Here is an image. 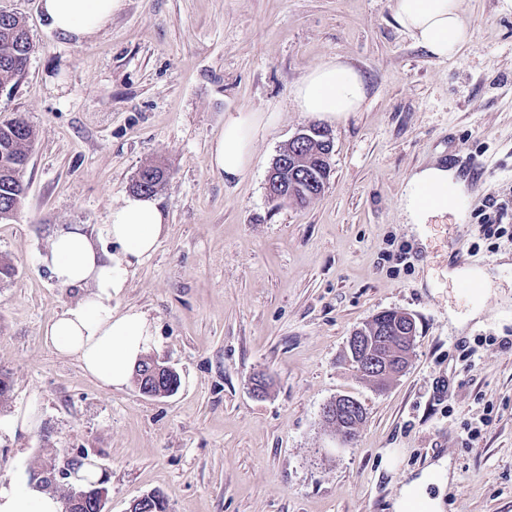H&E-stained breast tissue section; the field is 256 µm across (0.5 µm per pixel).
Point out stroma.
I'll return each instance as SVG.
<instances>
[{
	"label": "stroma",
	"instance_id": "stroma-1",
	"mask_svg": "<svg viewBox=\"0 0 512 512\" xmlns=\"http://www.w3.org/2000/svg\"><path fill=\"white\" fill-rule=\"evenodd\" d=\"M39 0H0L36 46L0 89V120L33 131L23 205L0 220V420L36 410L33 431L0 433V479L61 452L91 450L108 512L161 493L168 512H394L403 487L440 459L441 512H512V13L465 0L472 41L439 62L395 19V0H125L81 43L49 35ZM338 59L364 77L361 111L330 123L331 173L307 205L272 203L280 148L312 123L291 92ZM274 112L240 184L209 162L224 115ZM439 160L471 193L424 233L403 223L406 177ZM160 164L169 229L113 298L158 328L150 354L180 377L170 396L103 387L46 342L79 301L42 262L57 230L95 233L138 170ZM498 234L476 232L489 200ZM494 272L465 328L448 244ZM416 322L408 367L383 391L344 361L377 313ZM263 375L264 395L253 390ZM346 395L366 419L341 444L321 411Z\"/></svg>",
	"mask_w": 512,
	"mask_h": 512
}]
</instances>
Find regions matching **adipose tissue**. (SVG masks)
<instances>
[{"label": "adipose tissue", "mask_w": 512, "mask_h": 512, "mask_svg": "<svg viewBox=\"0 0 512 512\" xmlns=\"http://www.w3.org/2000/svg\"><path fill=\"white\" fill-rule=\"evenodd\" d=\"M49 31L74 41L100 30L124 7V0H40ZM395 18L415 42L437 61L454 57L472 38L463 0H396ZM367 97L359 71L340 60L314 68L295 86L292 101L306 116L326 121L359 111ZM276 113L240 109L224 115V130L211 145L212 168L230 182L250 173L257 142L274 126ZM467 180L458 168L431 163L411 172L400 198L405 223L424 228L433 219L466 218L460 205ZM167 231V215L152 196L131 194L113 207L97 236L77 228L56 232L44 262L63 289L91 288L84 300L59 313L45 336L61 355L74 358L103 386L125 387L135 367L155 342L156 326L145 312L118 310L114 295L126 288L131 269L156 250ZM112 240L118 250L100 254L95 237ZM0 512H62L57 496L28 479L0 480Z\"/></svg>", "instance_id": "obj_1"}]
</instances>
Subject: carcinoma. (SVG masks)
Returning a JSON list of instances; mask_svg holds the SVG:
<instances>
[{
	"mask_svg": "<svg viewBox=\"0 0 512 512\" xmlns=\"http://www.w3.org/2000/svg\"><path fill=\"white\" fill-rule=\"evenodd\" d=\"M35 45L31 41L22 19L11 12L0 11V86H4L25 73ZM32 142V130L22 120H9L0 123V220L9 219L20 207L25 197L26 187L22 174L29 160ZM305 163L300 168H288L285 187L293 191L291 201L305 205L317 197L322 189L318 179L326 176L331 163L321 144L308 147L304 153ZM160 166L150 165L139 170L140 178L134 180L132 190L137 193L154 194L163 185L165 178ZM403 325V317L398 310L378 313L370 323L362 328L364 348L375 354L384 355L390 346L389 340L397 347L402 360L409 361L413 346H400L395 341ZM134 381L140 392L148 391L154 396H167L174 392L179 384V376L174 372L156 374L155 362L150 357L143 358L134 371ZM103 481L78 483L74 489L64 494L63 512H95L99 501ZM81 504L76 505L74 501ZM130 512H166V502L160 493L151 498L138 499L130 506Z\"/></svg>",
	"mask_w": 512,
	"mask_h": 512,
	"instance_id": "cac0c4a2",
	"label": "carcinoma"
}]
</instances>
